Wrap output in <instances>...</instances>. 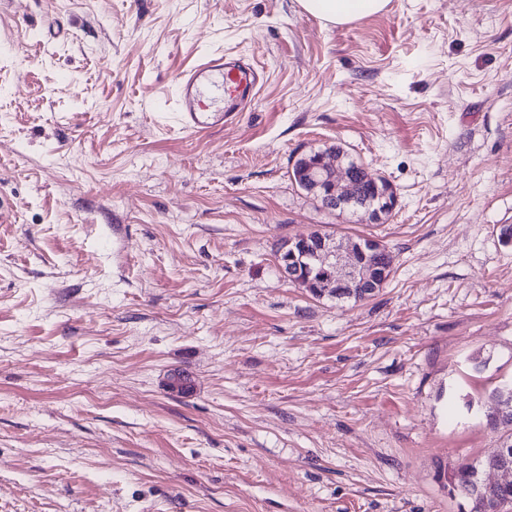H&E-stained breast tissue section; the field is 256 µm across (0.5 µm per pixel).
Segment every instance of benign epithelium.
Segmentation results:
<instances>
[{
  "label": "benign epithelium",
  "mask_w": 512,
  "mask_h": 512,
  "mask_svg": "<svg viewBox=\"0 0 512 512\" xmlns=\"http://www.w3.org/2000/svg\"><path fill=\"white\" fill-rule=\"evenodd\" d=\"M340 168L322 152L305 169L306 181L319 198L334 206L356 196L349 175L339 176ZM378 251L371 238L346 240L319 234L288 239L279 252V273L299 287L313 288L333 297L358 289L369 296L385 280L388 268L377 266L369 257ZM491 470L502 480L512 475V446L503 444L491 456Z\"/></svg>",
  "instance_id": "obj_1"
}]
</instances>
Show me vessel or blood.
Segmentation results:
<instances>
[{
	"label": "vessel or blood",
	"mask_w": 512,
	"mask_h": 512,
	"mask_svg": "<svg viewBox=\"0 0 512 512\" xmlns=\"http://www.w3.org/2000/svg\"><path fill=\"white\" fill-rule=\"evenodd\" d=\"M260 74L242 59L223 52L204 55L176 79V119L189 135L201 138L246 111Z\"/></svg>",
	"instance_id": "obj_1"
}]
</instances>
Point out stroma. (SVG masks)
<instances>
[{"label":"stroma","instance_id":"stroma-1","mask_svg":"<svg viewBox=\"0 0 512 512\" xmlns=\"http://www.w3.org/2000/svg\"><path fill=\"white\" fill-rule=\"evenodd\" d=\"M218 48L265 80L186 136L175 78ZM333 146L395 188L382 223L290 180ZM0 199V512H460L438 470L506 437L512 0L341 27L296 0H0ZM313 230L381 240L384 288L283 280Z\"/></svg>","mask_w":512,"mask_h":512}]
</instances>
